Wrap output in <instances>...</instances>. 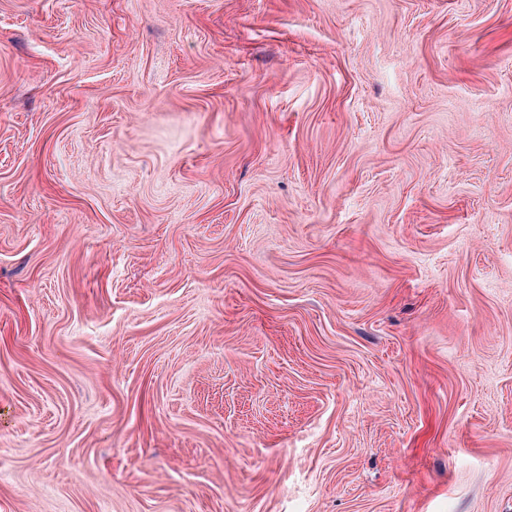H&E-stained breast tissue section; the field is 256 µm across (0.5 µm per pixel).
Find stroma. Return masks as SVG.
I'll return each mask as SVG.
<instances>
[{
    "instance_id": "35a3bbf8",
    "label": "stroma",
    "mask_w": 512,
    "mask_h": 512,
    "mask_svg": "<svg viewBox=\"0 0 512 512\" xmlns=\"http://www.w3.org/2000/svg\"><path fill=\"white\" fill-rule=\"evenodd\" d=\"M0 512H512V0H0Z\"/></svg>"
}]
</instances>
